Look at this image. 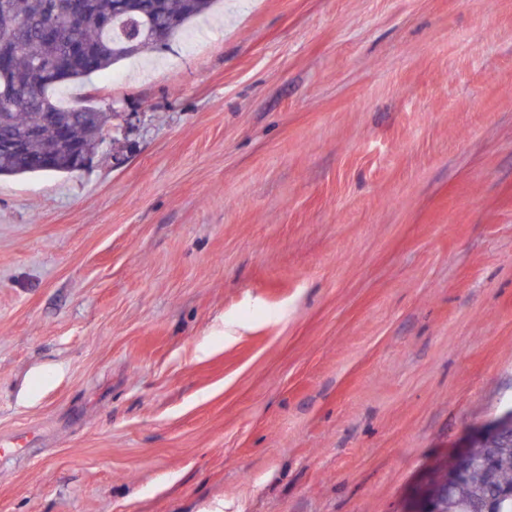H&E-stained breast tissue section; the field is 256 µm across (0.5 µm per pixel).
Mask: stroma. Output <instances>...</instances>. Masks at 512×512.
Listing matches in <instances>:
<instances>
[{
	"label": "stroma",
	"mask_w": 512,
	"mask_h": 512,
	"mask_svg": "<svg viewBox=\"0 0 512 512\" xmlns=\"http://www.w3.org/2000/svg\"><path fill=\"white\" fill-rule=\"evenodd\" d=\"M0 177V512H403L512 408V0H216Z\"/></svg>",
	"instance_id": "1"
}]
</instances>
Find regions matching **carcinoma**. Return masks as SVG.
Wrapping results in <instances>:
<instances>
[{
    "mask_svg": "<svg viewBox=\"0 0 512 512\" xmlns=\"http://www.w3.org/2000/svg\"><path fill=\"white\" fill-rule=\"evenodd\" d=\"M92 17H105V27L94 24L82 36L96 46L94 72H102L118 61L138 53L155 39V21L161 20L165 38H170L191 20L205 14L214 0H155V13L145 17L116 8L117 0H87ZM63 0H0V51L12 54L8 79H0V138L21 137L34 129L37 135L26 139L22 154L0 157V176H26L40 173L29 158L52 147L51 173H70L72 152L77 145H94L112 119V113L82 105L64 108L48 95L52 85L40 95L31 92L32 77L53 53L44 41L42 29L55 21L62 30L69 23L62 11ZM512 446L499 450L492 476L480 468L454 486L450 499L443 500L442 512H471L479 502L487 512H512Z\"/></svg>",
    "mask_w": 512,
    "mask_h": 512,
    "instance_id": "carcinoma-1",
    "label": "carcinoma"
}]
</instances>
